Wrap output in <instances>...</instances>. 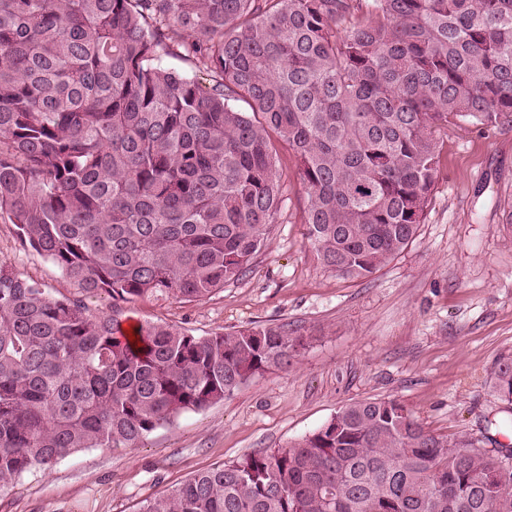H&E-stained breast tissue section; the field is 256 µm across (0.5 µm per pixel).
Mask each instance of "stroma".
Listing matches in <instances>:
<instances>
[{"instance_id": "stroma-1", "label": "stroma", "mask_w": 512, "mask_h": 512, "mask_svg": "<svg viewBox=\"0 0 512 512\" xmlns=\"http://www.w3.org/2000/svg\"><path fill=\"white\" fill-rule=\"evenodd\" d=\"M432 201L412 242L374 274L349 279L323 266L306 238L308 196L284 154L288 200L246 274L210 298L147 295L127 324L166 323L196 336L284 325L308 344L286 370L257 376L231 397L186 411L136 448H89L35 467L0 492V512H138L193 474L273 448L367 398L397 400L425 431L512 449L492 372L512 355V125L453 120L439 134ZM0 261L53 297L83 298L106 314V294H83L0 223Z\"/></svg>"}]
</instances>
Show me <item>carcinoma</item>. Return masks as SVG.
<instances>
[{
  "label": "carcinoma",
  "mask_w": 512,
  "mask_h": 512,
  "mask_svg": "<svg viewBox=\"0 0 512 512\" xmlns=\"http://www.w3.org/2000/svg\"><path fill=\"white\" fill-rule=\"evenodd\" d=\"M185 57L209 88L166 64ZM454 118L512 123V0H0V223L112 298L93 315L0 262V489L292 366L284 325L134 344L122 305L240 279L287 199L281 146L318 259L373 274L423 223ZM493 389L512 406V357ZM502 482L474 440L374 398L139 512H512Z\"/></svg>",
  "instance_id": "1"
}]
</instances>
